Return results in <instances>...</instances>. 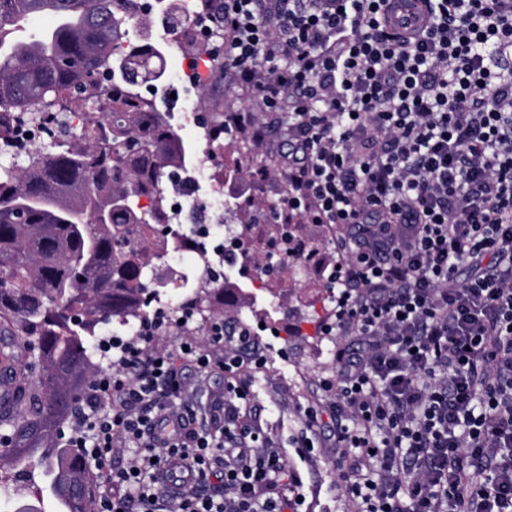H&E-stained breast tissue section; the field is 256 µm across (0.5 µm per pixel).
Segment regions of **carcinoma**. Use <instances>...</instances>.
<instances>
[{"instance_id": "carcinoma-1", "label": "carcinoma", "mask_w": 512, "mask_h": 512, "mask_svg": "<svg viewBox=\"0 0 512 512\" xmlns=\"http://www.w3.org/2000/svg\"><path fill=\"white\" fill-rule=\"evenodd\" d=\"M133 0H0V154H25L18 170L0 169V363L34 360L40 375L22 374L16 412L0 415L6 435L0 447V495L34 498L16 512L35 508L46 479L60 466L80 496L78 512H91L84 495L88 471L82 455L64 447L65 418L92 373L90 340L106 321L142 320L151 267L159 258L160 223L170 192L187 187L173 175L186 155L167 115L137 87L161 82L159 46L131 41L129 30L148 34L150 11ZM208 0H170L164 24L174 35L195 23ZM55 13L50 33L19 39L36 14ZM84 117L71 126L43 102ZM108 112H92L100 102ZM27 124L51 137L52 150L14 146L15 128ZM149 203L142 205V198ZM274 209L255 195L228 217L250 224ZM105 221L97 223L94 217ZM140 251L127 254L131 230ZM219 279L194 302L206 320L224 311Z\"/></svg>"}]
</instances>
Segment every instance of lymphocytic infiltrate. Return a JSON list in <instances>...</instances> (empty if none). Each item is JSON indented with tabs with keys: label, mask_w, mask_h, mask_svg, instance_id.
<instances>
[{
	"label": "lymphocytic infiltrate",
	"mask_w": 512,
	"mask_h": 512,
	"mask_svg": "<svg viewBox=\"0 0 512 512\" xmlns=\"http://www.w3.org/2000/svg\"><path fill=\"white\" fill-rule=\"evenodd\" d=\"M425 2L426 29L402 34L386 0H221L210 22L254 100L228 125L260 147L278 128L265 176L286 179L288 211L348 229L323 333L350 342L321 387L356 512H512V0ZM165 323L102 340L118 357L71 417L97 512H298L286 453L247 418L257 337L218 317L152 347ZM186 366L224 372L204 430L177 403Z\"/></svg>",
	"instance_id": "1"
}]
</instances>
